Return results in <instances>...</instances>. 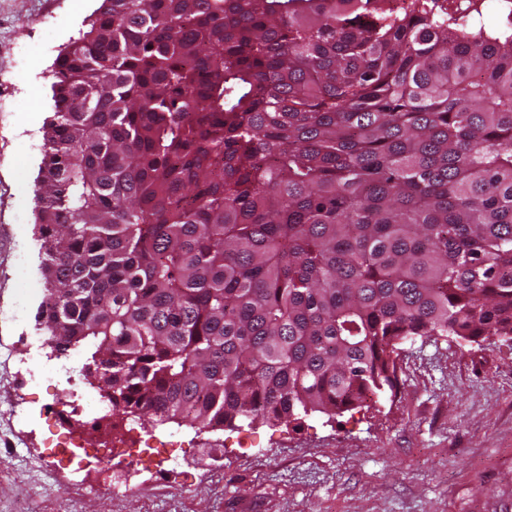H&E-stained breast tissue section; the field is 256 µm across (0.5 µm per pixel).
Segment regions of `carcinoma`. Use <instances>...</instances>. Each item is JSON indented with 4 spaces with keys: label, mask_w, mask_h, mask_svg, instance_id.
Segmentation results:
<instances>
[{
    "label": "carcinoma",
    "mask_w": 512,
    "mask_h": 512,
    "mask_svg": "<svg viewBox=\"0 0 512 512\" xmlns=\"http://www.w3.org/2000/svg\"><path fill=\"white\" fill-rule=\"evenodd\" d=\"M380 2L101 0L57 56L37 321L112 414L331 419L512 340V28Z\"/></svg>",
    "instance_id": "obj_1"
}]
</instances>
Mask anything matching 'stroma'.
<instances>
[{
  "label": "stroma",
  "instance_id": "stroma-1",
  "mask_svg": "<svg viewBox=\"0 0 512 512\" xmlns=\"http://www.w3.org/2000/svg\"><path fill=\"white\" fill-rule=\"evenodd\" d=\"M99 0H0V512H512V342H418L395 392L298 428L68 418L31 393L44 297L33 192L54 62ZM55 414H47L48 404ZM80 431L73 458L60 445ZM130 490L98 458L134 436Z\"/></svg>",
  "mask_w": 512,
  "mask_h": 512
}]
</instances>
